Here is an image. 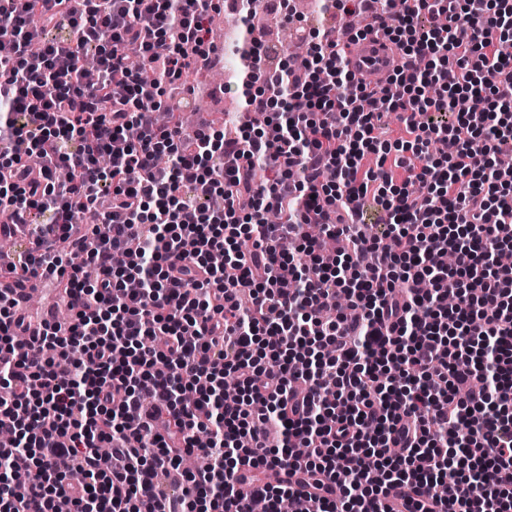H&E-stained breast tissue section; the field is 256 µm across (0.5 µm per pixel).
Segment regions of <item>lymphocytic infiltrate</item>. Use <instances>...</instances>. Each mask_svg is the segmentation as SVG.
<instances>
[{"label":"lymphocytic infiltrate","mask_w":512,"mask_h":512,"mask_svg":"<svg viewBox=\"0 0 512 512\" xmlns=\"http://www.w3.org/2000/svg\"><path fill=\"white\" fill-rule=\"evenodd\" d=\"M377 2L322 5L396 47L384 86L324 35L263 70L245 28L228 138L163 101L207 0H0V236L29 225L70 313L29 338L0 295V512H512V0Z\"/></svg>","instance_id":"obj_1"}]
</instances>
